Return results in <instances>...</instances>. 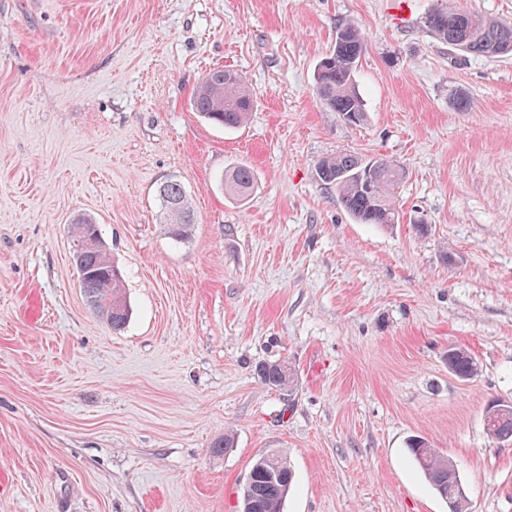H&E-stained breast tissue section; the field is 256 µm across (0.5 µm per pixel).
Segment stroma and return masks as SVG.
<instances>
[{
	"mask_svg": "<svg viewBox=\"0 0 512 512\" xmlns=\"http://www.w3.org/2000/svg\"><path fill=\"white\" fill-rule=\"evenodd\" d=\"M392 2L0 0V512H239L272 448L284 512H448L415 436L467 512H512V443L484 430L512 404V54L434 36L445 0L405 23ZM345 21L366 43L358 126L314 89ZM220 66L253 95L237 129L192 108ZM343 151L402 170L398 223H358L317 178ZM240 164L243 200L224 191ZM170 178L195 210L181 242ZM80 215L123 274L122 330L77 281ZM278 360L284 389L257 373ZM253 172L248 165H239L225 175V190L237 197H244L253 188ZM158 193L171 236L181 240L189 237L196 222L191 201L181 183L173 178L167 179L159 186ZM455 351L450 349L448 352V361L451 366V372L462 379L473 376L477 373L478 367L475 359L465 350L464 354H450ZM258 375L265 385L279 389L289 387L294 381V373L286 361L266 363L259 368ZM408 450L434 493L448 503V512H466L467 503H463L460 498L467 500V496L458 471L456 472L449 458L418 438L409 440ZM459 485L462 486L458 491L460 497L453 490L454 486Z\"/></svg>",
	"mask_w": 512,
	"mask_h": 512,
	"instance_id": "stroma-1",
	"label": "stroma"
}]
</instances>
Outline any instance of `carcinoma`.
I'll return each mask as SVG.
<instances>
[{"mask_svg": "<svg viewBox=\"0 0 512 512\" xmlns=\"http://www.w3.org/2000/svg\"><path fill=\"white\" fill-rule=\"evenodd\" d=\"M427 28L443 41L465 39L466 52L474 56H495L512 52V26L500 24L450 6L430 14ZM365 48L360 27L343 22L336 27L335 44L315 69V91L322 106L339 117L352 115L357 122L365 117L363 101L355 89L354 73ZM193 107L204 119L225 128H237L252 111L253 98L238 73L222 67L208 72L197 87ZM317 177L336 186L340 204L361 224H396L395 189L403 172L385 162H362L351 153H338L321 159L316 166ZM225 190L237 197L253 188V172L247 165L233 168L224 178ZM159 197L165 223L176 239H185L195 224L194 210L181 183L170 178L159 186ZM93 221L78 217L72 224V259L80 287L94 311L112 329L125 327L129 308L123 295L120 271L103 244L86 248L83 241ZM451 372L462 379L477 373L475 359L469 353L450 354ZM259 378L269 386L285 388L294 381L288 362L266 363L259 368ZM484 425L490 437L501 443H512V405H489ZM408 450L424 474L429 486L448 503V512H467L466 504L454 493L461 479L447 457L427 442L413 438ZM251 480L242 488L241 512H283L293 473L287 457L279 450H269L258 457L250 468Z\"/></svg>", "mask_w": 512, "mask_h": 512, "instance_id": "obj_1", "label": "carcinoma"}]
</instances>
